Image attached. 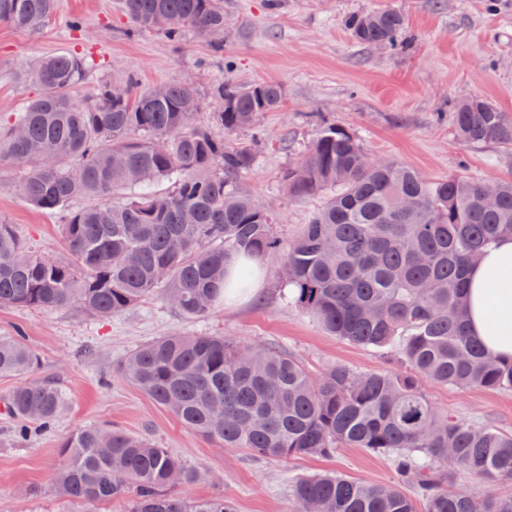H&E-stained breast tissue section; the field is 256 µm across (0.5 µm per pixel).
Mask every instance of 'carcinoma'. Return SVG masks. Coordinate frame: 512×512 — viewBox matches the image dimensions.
<instances>
[{
  "mask_svg": "<svg viewBox=\"0 0 512 512\" xmlns=\"http://www.w3.org/2000/svg\"><path fill=\"white\" fill-rule=\"evenodd\" d=\"M57 0H0V22L35 29ZM133 33L187 30L207 35L226 24L224 0H120ZM166 16L170 24L156 25ZM346 26L361 45L395 44L394 11L353 14ZM87 59L62 53L29 63L20 78L40 94L0 122V163L25 166L20 192L39 210L66 212L67 256L33 250L0 221V307H77L110 319L156 295L189 317L209 314L225 294L249 286L253 260L281 264L288 301L332 336L380 351L405 369L355 372L342 365L311 375L292 354L226 336H162L123 365L128 380L200 435L270 459L327 457L364 448L389 460L390 484L339 473L299 479L298 512H512V434L461 420L425 395L430 382L460 390L512 391V361L486 354L469 335L463 300L468 268L484 247L512 235V179L427 180L405 164L369 159L344 128L323 126L283 176L297 199L322 207L284 241L268 209L238 177L253 153L224 145V134L255 127L284 90L277 82L214 85L215 128L194 124L202 98L171 80L118 87L98 80L75 91ZM466 144L512 146V115L482 98L454 112ZM165 181L171 190L153 186ZM78 197L96 202L69 208ZM241 259L235 279L230 262ZM38 359L22 333L0 337V376L28 373ZM24 442L50 429L66 405L46 377L7 396ZM54 481L60 495L102 503L132 498L130 512H237L224 497L190 500L197 473L168 449L108 426L80 429L62 444ZM464 472L485 483L477 496L458 487ZM416 483L415 494L406 486Z\"/></svg>",
  "mask_w": 512,
  "mask_h": 512,
  "instance_id": "carcinoma-1",
  "label": "carcinoma"
}]
</instances>
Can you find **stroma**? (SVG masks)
<instances>
[{
    "label": "stroma",
    "mask_w": 512,
    "mask_h": 512,
    "mask_svg": "<svg viewBox=\"0 0 512 512\" xmlns=\"http://www.w3.org/2000/svg\"><path fill=\"white\" fill-rule=\"evenodd\" d=\"M399 12L408 42L399 47L358 45L346 27L353 13ZM224 52L205 36L188 33L180 44L151 32L126 35L119 0H58L52 19L31 31L0 22V120L36 96L18 74L34 58L79 53L93 78L124 85L134 77L151 86L180 80L206 93L232 81L282 84L279 108L260 117L256 160L240 181L270 209L282 239L294 237L321 197H290L281 184L320 123L355 134L369 157L394 159L431 179L458 174L496 181L512 178V148L494 142L461 143L453 124L456 105L478 96L512 114V0H224ZM83 25L73 30L72 17ZM24 169L0 165V221L37 250L64 256L60 213L29 205L18 185ZM265 285L218 302L202 317H187L156 299L104 320L78 310L0 307V336L23 329L39 359V375L55 377L66 408L51 430L16 442L15 421L0 408V512H129L130 500L89 504L55 489L60 445L79 429L109 425L169 449L196 470L187 498L223 496L238 512H297L292 486L302 477L339 472L372 483L394 480L386 458L342 448L329 458L269 459L246 448H227L186 428L122 373L140 345L166 335L231 336L244 344L273 345L299 358L312 373L332 365L362 372L386 370L372 350L327 334L291 305L280 286L279 264L263 258ZM425 393L459 419L512 432V391L460 390L429 384Z\"/></svg>",
    "instance_id": "35a3bbf8"
}]
</instances>
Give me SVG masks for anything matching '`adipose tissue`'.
<instances>
[{"instance_id":"obj_1","label":"adipose tissue","mask_w":512,"mask_h":512,"mask_svg":"<svg viewBox=\"0 0 512 512\" xmlns=\"http://www.w3.org/2000/svg\"><path fill=\"white\" fill-rule=\"evenodd\" d=\"M469 332L490 356L512 359V236L488 246L466 276Z\"/></svg>"}]
</instances>
